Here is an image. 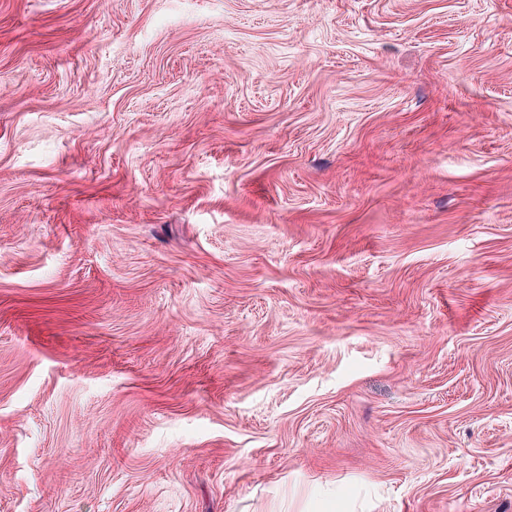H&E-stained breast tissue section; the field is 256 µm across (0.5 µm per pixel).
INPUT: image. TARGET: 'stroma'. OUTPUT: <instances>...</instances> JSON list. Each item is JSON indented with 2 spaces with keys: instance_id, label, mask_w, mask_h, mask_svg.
<instances>
[{
  "instance_id": "obj_1",
  "label": "stroma",
  "mask_w": 512,
  "mask_h": 512,
  "mask_svg": "<svg viewBox=\"0 0 512 512\" xmlns=\"http://www.w3.org/2000/svg\"><path fill=\"white\" fill-rule=\"evenodd\" d=\"M0 512H512V0H0Z\"/></svg>"
}]
</instances>
